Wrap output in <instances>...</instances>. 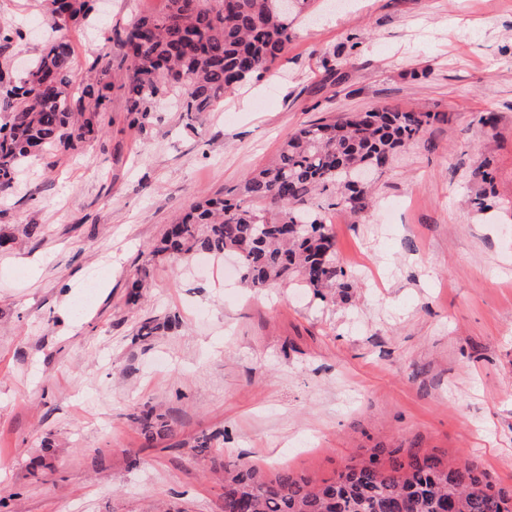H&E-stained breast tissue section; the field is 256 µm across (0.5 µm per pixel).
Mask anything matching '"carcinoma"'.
Segmentation results:
<instances>
[{"mask_svg":"<svg viewBox=\"0 0 512 512\" xmlns=\"http://www.w3.org/2000/svg\"><path fill=\"white\" fill-rule=\"evenodd\" d=\"M276 0H167L164 14L139 16L119 33L117 57L94 59L88 76L73 83L71 44L46 38L40 54L19 74L0 68V194L14 188L29 158L77 149L99 132L111 111L112 88L140 129L150 127L155 106L168 97L187 125L202 120L241 83L260 79L288 50L295 21L311 0L280 12ZM95 0H49L59 29L81 26ZM438 114L373 109L342 122L304 126L281 145L274 160L250 174L236 198L190 204L168 225L154 252L172 258L195 253H237L241 280L270 288L300 279L314 295L344 287L333 235L315 196L331 192L327 207L360 213L367 191L350 181L356 165L387 166ZM478 188L468 202L479 211L495 204L494 171L477 168ZM148 441L169 431L152 411L132 415ZM381 451L316 484L288 469L273 478L255 467H224V512H512V490L498 486L476 461L445 463L423 448Z\"/></svg>","mask_w":512,"mask_h":512,"instance_id":"1","label":"carcinoma"}]
</instances>
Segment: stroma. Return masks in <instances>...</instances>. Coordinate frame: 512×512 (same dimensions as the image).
I'll list each match as a JSON object with an SVG mask.
<instances>
[{"label":"stroma","mask_w":512,"mask_h":512,"mask_svg":"<svg viewBox=\"0 0 512 512\" xmlns=\"http://www.w3.org/2000/svg\"><path fill=\"white\" fill-rule=\"evenodd\" d=\"M166 6L104 0L95 29L64 30L75 77ZM311 9L271 73L195 128L163 100L138 131L114 99L98 139L30 159L0 196V512H223L225 463L322 480L412 445L512 487V0ZM47 18L44 0H0L23 32L13 71ZM381 107L443 118L363 212L328 211L345 290H254L234 256H153L189 204L240 196L299 128ZM487 158L499 205L479 213L467 195ZM152 319L171 325L139 339ZM146 407L172 428L151 445L131 420Z\"/></svg>","instance_id":"obj_1"}]
</instances>
